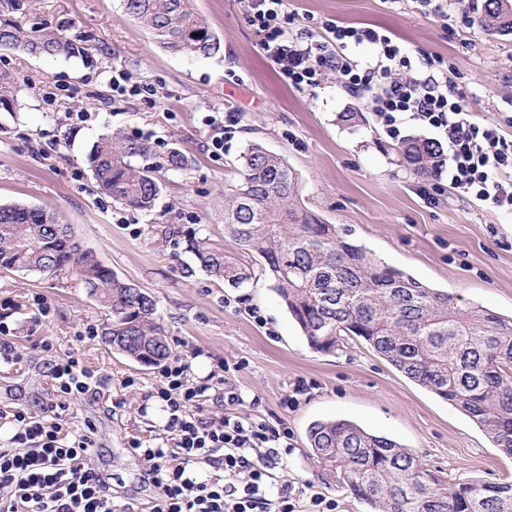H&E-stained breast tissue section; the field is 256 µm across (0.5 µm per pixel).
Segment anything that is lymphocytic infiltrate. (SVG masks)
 I'll list each match as a JSON object with an SVG mask.
<instances>
[{
	"instance_id": "f902f5d3",
	"label": "lymphocytic infiltrate",
	"mask_w": 512,
	"mask_h": 512,
	"mask_svg": "<svg viewBox=\"0 0 512 512\" xmlns=\"http://www.w3.org/2000/svg\"><path fill=\"white\" fill-rule=\"evenodd\" d=\"M287 12L288 0H248L260 48L289 85L311 90L333 73L352 96L376 88L369 107L389 137L408 122L438 132L448 142L451 185L473 202L512 212V137L499 123L475 119L447 70L424 72L388 34L331 19L321 24L325 39L286 41L279 20ZM188 369L173 358L150 393L164 415L158 442L129 443L157 490L153 512H297L303 496L310 512H335L313 484L273 482V469L288 456L286 422L232 411L203 416L209 386L190 379ZM51 380L52 396L40 414L0 410V422L10 427L0 447V512H139L135 499L115 503L111 484L95 468L94 426L73 428L66 417L70 399L97 393L98 375L66 356L53 365Z\"/></svg>"
}]
</instances>
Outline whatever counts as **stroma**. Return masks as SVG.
Returning <instances> with one entry per match:
<instances>
[{"instance_id": "stroma-1", "label": "stroma", "mask_w": 512, "mask_h": 512, "mask_svg": "<svg viewBox=\"0 0 512 512\" xmlns=\"http://www.w3.org/2000/svg\"><path fill=\"white\" fill-rule=\"evenodd\" d=\"M221 41L219 54L188 60L163 49L128 15L121 0H32L26 23L69 24L92 36L89 55L31 57L0 47V73L13 77L12 111L0 108V204L17 202L57 211L75 239L128 283L149 292L174 356L186 359L195 381L229 377L242 393L240 414L291 432L286 468L276 483L314 482L336 512H366L340 489L315 481L308 432L318 421L347 419L406 446L442 479L472 476L512 480V456L459 409L394 368L365 342L345 339L332 353L314 352L288 313L260 258L242 253L224 232V188L239 179L241 154L261 143L287 159L299 176L301 206L336 225L350 242L461 306L478 304L512 316V214L463 198L440 180L433 199L401 164L397 143L376 124L365 99L335 77L319 88L288 86L259 47L246 18L247 0H195ZM288 37L312 22L335 19L395 35L406 48L453 63L477 119L502 121L512 136V34L481 24L447 26L420 0H290ZM146 85L153 98L118 92L114 77ZM85 113L77 121V113ZM235 113L224 150L207 147L208 117ZM356 113L355 123L342 121ZM119 129L148 141L147 164L158 167L163 191L152 212L133 210L101 194L89 167L99 135ZM188 167L164 166L171 149ZM194 230L238 255L249 278L233 288L195 263L184 234ZM50 312L40 316L38 302ZM0 315L12 330L22 364L0 365V408L37 414L49 392V369L74 355L100 374V398L70 400L72 427L92 423L100 444L95 461L121 495L150 508L157 495L144 484L131 438L159 433V408L140 413L142 398L161 382V369L115 353L101 341L102 309L76 276L0 271ZM51 338L55 352L40 348ZM136 388H122L126 378ZM126 395V411L107 410L106 395Z\"/></svg>"}]
</instances>
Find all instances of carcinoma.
I'll return each instance as SVG.
<instances>
[{
  "label": "carcinoma",
  "mask_w": 512,
  "mask_h": 512,
  "mask_svg": "<svg viewBox=\"0 0 512 512\" xmlns=\"http://www.w3.org/2000/svg\"><path fill=\"white\" fill-rule=\"evenodd\" d=\"M160 45L189 59L209 58L220 39L192 0H122ZM30 0H0V46L29 56L83 57L91 36L60 27L29 30ZM492 34L512 33V0H485L481 20ZM396 151L418 178L444 159L430 141L408 139ZM149 146L120 132L101 135L89 163L100 191L149 212L163 184L138 159ZM240 181L224 189V231L255 253L275 282L310 347L333 352L345 336L359 338L407 377L464 412L512 455V317L454 297L384 264L297 202L299 179L287 161L252 143L241 155ZM187 249L208 276L237 287L248 279L224 247L187 234ZM0 270L72 273L108 312L103 342L139 363L158 366L172 349L152 295L119 279L83 249L55 212L0 204ZM317 478L334 484L369 512H512V481L479 477L451 486L397 442L348 420L320 421L309 430Z\"/></svg>",
  "instance_id": "1"
}]
</instances>
